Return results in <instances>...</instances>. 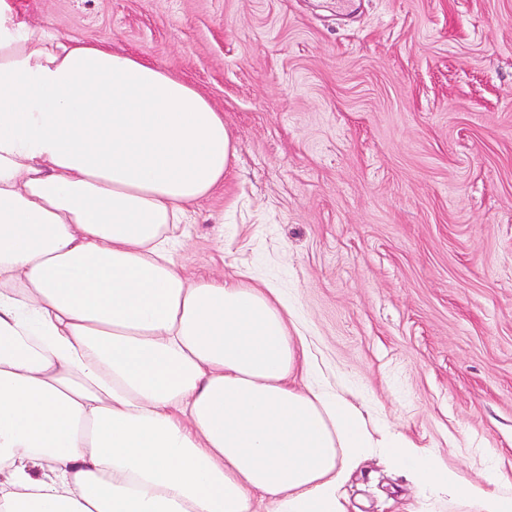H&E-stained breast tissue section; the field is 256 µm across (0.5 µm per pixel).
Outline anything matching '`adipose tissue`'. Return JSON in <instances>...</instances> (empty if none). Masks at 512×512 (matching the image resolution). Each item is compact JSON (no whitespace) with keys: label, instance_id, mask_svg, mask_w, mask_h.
<instances>
[{"label":"adipose tissue","instance_id":"adipose-tissue-1","mask_svg":"<svg viewBox=\"0 0 512 512\" xmlns=\"http://www.w3.org/2000/svg\"><path fill=\"white\" fill-rule=\"evenodd\" d=\"M234 155L190 83L0 0V512H344L373 452L512 512L498 474L466 480L300 383L278 288L179 270Z\"/></svg>","mask_w":512,"mask_h":512}]
</instances>
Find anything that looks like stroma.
Here are the masks:
<instances>
[{"label":"stroma","mask_w":512,"mask_h":512,"mask_svg":"<svg viewBox=\"0 0 512 512\" xmlns=\"http://www.w3.org/2000/svg\"><path fill=\"white\" fill-rule=\"evenodd\" d=\"M224 114L236 156L184 275L273 282L327 386L512 497V0H13ZM345 512H478L379 455Z\"/></svg>","instance_id":"obj_1"}]
</instances>
